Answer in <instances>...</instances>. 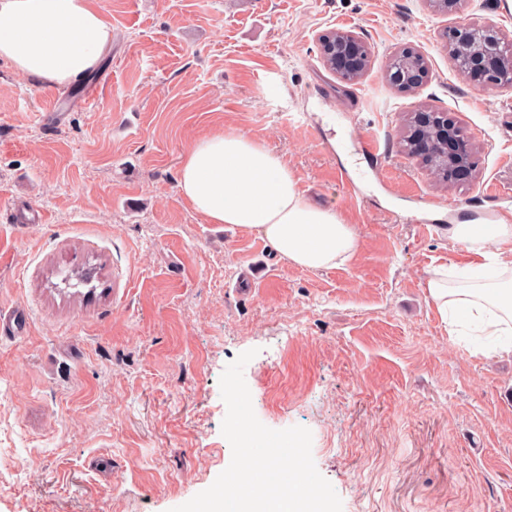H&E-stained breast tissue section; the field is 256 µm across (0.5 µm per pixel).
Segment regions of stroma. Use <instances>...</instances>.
Here are the masks:
<instances>
[{"label":"stroma","mask_w":512,"mask_h":512,"mask_svg":"<svg viewBox=\"0 0 512 512\" xmlns=\"http://www.w3.org/2000/svg\"><path fill=\"white\" fill-rule=\"evenodd\" d=\"M112 48L80 89L0 61V512H171L231 462L220 377L258 420L312 433L342 512H512V356L449 335L423 284L472 260L454 224L512 222V86L456 66L457 21L512 35V0H94ZM371 49L357 81L319 36ZM426 59L422 85L384 78ZM449 113L476 179L400 147L409 113ZM282 154L358 256L296 268L181 197L180 157L218 129ZM386 148L376 164L363 143ZM319 44L324 62L341 79L354 82L368 70L370 48L355 32L331 30L319 36ZM428 77L429 69L424 56L410 48L395 55L384 73V78L390 84L401 89L417 87Z\"/></svg>","instance_id":"1"}]
</instances>
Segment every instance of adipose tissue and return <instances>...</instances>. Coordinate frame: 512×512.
<instances>
[{"mask_svg":"<svg viewBox=\"0 0 512 512\" xmlns=\"http://www.w3.org/2000/svg\"><path fill=\"white\" fill-rule=\"evenodd\" d=\"M112 45V24L92 0H0V61L43 87L75 84ZM179 190L207 222L257 234L289 265L329 269L353 261L359 236L335 210L307 203L285 158L238 131L192 141L181 157ZM453 240L474 260L465 283L449 286L435 269L427 301L450 327L495 337L494 352L512 355V266L488 265L487 246L512 255V224H455Z\"/></svg>","mask_w":512,"mask_h":512,"instance_id":"obj_1","label":"adipose tissue"}]
</instances>
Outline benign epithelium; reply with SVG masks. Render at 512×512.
Listing matches in <instances>:
<instances>
[{
	"label": "benign epithelium",
	"mask_w": 512,
	"mask_h": 512,
	"mask_svg": "<svg viewBox=\"0 0 512 512\" xmlns=\"http://www.w3.org/2000/svg\"><path fill=\"white\" fill-rule=\"evenodd\" d=\"M448 52L460 64L477 74H492L496 82L512 85V55L504 54L506 36L496 25H473L460 22L445 33ZM321 55L326 65L341 79L354 82L368 70L370 48L353 31L331 30L319 36ZM429 77L424 56L410 48L395 55L384 78L401 89L419 86ZM408 140L423 154L410 156L428 165L448 169L455 181H468L474 172L473 152L456 122L446 112L424 110L408 117Z\"/></svg>",
	"instance_id": "7a95c632"
}]
</instances>
